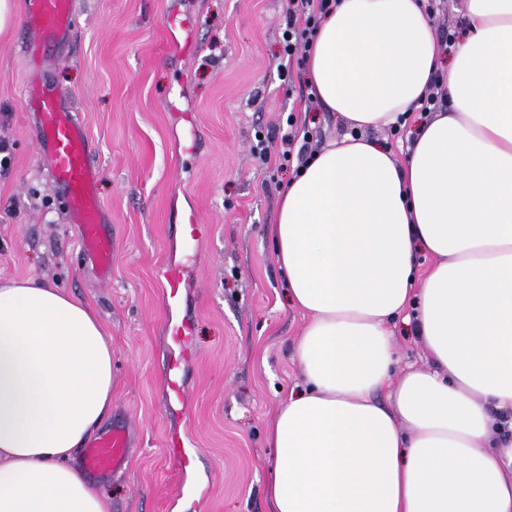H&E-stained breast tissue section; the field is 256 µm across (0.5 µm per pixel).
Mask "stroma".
I'll use <instances>...</instances> for the list:
<instances>
[{
    "label": "stroma",
    "mask_w": 512,
    "mask_h": 512,
    "mask_svg": "<svg viewBox=\"0 0 512 512\" xmlns=\"http://www.w3.org/2000/svg\"><path fill=\"white\" fill-rule=\"evenodd\" d=\"M0 30V279H41L82 300L112 340L105 427L128 431L125 466L91 480L108 512H270L267 428L301 382L292 343L305 316L276 262L274 224L291 166L251 154L258 129L284 135L311 113L321 143L345 128L306 110L277 72L285 0H75L45 79L85 127L112 238L101 282L55 188L24 97L25 0ZM201 226L186 251L183 226ZM177 270L176 306L164 295ZM188 328L185 342L172 329ZM177 365L181 396L166 385ZM179 437L194 464L168 448Z\"/></svg>",
    "instance_id": "stroma-1"
}]
</instances>
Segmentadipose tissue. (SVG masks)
Returning a JSON list of instances; mask_svg holds the SVG:
<instances>
[{"instance_id":"obj_1","label":"adipose tissue","mask_w":512,"mask_h":512,"mask_svg":"<svg viewBox=\"0 0 512 512\" xmlns=\"http://www.w3.org/2000/svg\"><path fill=\"white\" fill-rule=\"evenodd\" d=\"M441 63L422 0H340L307 59L353 130L450 102L405 162L344 135L286 183L274 228L305 386L267 431L271 512H512V0H467ZM433 256L422 279L416 252ZM431 362L392 379L388 326ZM112 342L48 281L0 280V512H106L74 455L112 408ZM392 388L393 403L377 395ZM443 79L440 76L434 81V85L429 89L427 95L420 101V107L418 108L421 117H423L427 112H436L438 109L442 108L444 103L446 102L447 97L442 92ZM448 104H446L443 109L447 110Z\"/></svg>"}]
</instances>
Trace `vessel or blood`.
Masks as SVG:
<instances>
[{"instance_id":"1","label":"vessel or blood","mask_w":512,"mask_h":512,"mask_svg":"<svg viewBox=\"0 0 512 512\" xmlns=\"http://www.w3.org/2000/svg\"><path fill=\"white\" fill-rule=\"evenodd\" d=\"M74 0H26L25 28L34 55L32 71L24 88L33 101L42 129L41 148L52 158L55 185L66 191L69 216L81 232V248L102 278L112 273V241L102 231L104 211L97 197L98 172L87 160V136L83 127L67 112L41 72V48L56 45L74 19ZM127 457V438L122 427H113L85 448L82 462L95 474L120 469Z\"/></svg>"}]
</instances>
